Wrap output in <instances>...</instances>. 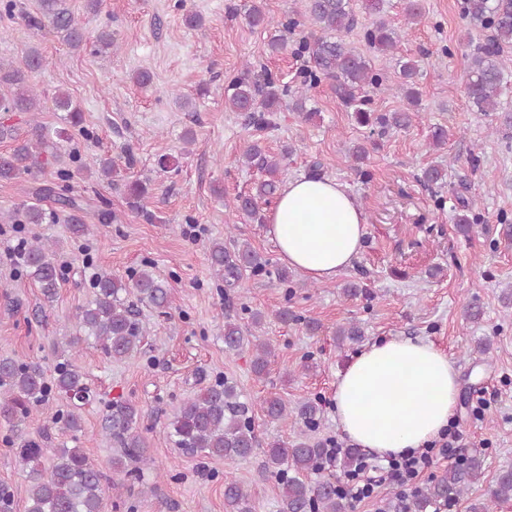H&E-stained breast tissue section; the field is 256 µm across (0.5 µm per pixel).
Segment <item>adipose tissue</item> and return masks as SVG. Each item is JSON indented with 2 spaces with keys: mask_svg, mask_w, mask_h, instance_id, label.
I'll list each match as a JSON object with an SVG mask.
<instances>
[{
  "mask_svg": "<svg viewBox=\"0 0 512 512\" xmlns=\"http://www.w3.org/2000/svg\"><path fill=\"white\" fill-rule=\"evenodd\" d=\"M281 260L316 282L350 269L366 219L346 187L331 178L289 180L267 216ZM458 373L432 341L394 336L371 344L336 376V421L349 441L379 456L422 450L455 415Z\"/></svg>",
  "mask_w": 512,
  "mask_h": 512,
  "instance_id": "adipose-tissue-1",
  "label": "adipose tissue"
}]
</instances>
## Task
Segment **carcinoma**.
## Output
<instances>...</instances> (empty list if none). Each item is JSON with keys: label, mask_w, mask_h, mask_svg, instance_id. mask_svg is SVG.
Instances as JSON below:
<instances>
[{"label": "carcinoma", "mask_w": 512, "mask_h": 512, "mask_svg": "<svg viewBox=\"0 0 512 512\" xmlns=\"http://www.w3.org/2000/svg\"><path fill=\"white\" fill-rule=\"evenodd\" d=\"M302 19L280 23L268 46L273 52L288 50L302 59L299 85L291 90L277 84L271 74H245L233 79L224 89L225 104L233 112L244 114L253 125L268 123V117L280 111L285 96H290L293 110L310 118L316 110L307 108V93L323 82L341 104L353 112L356 123L370 128V133L384 137L392 132L408 130L417 113L408 109L394 112H376L370 108L371 99L364 95L369 86H382L383 76L372 68L371 60L360 54L346 41V34L356 26L350 0H305ZM385 0H366V9L375 16L363 30L365 42L379 52L395 49L399 35L383 18ZM462 16L470 29L487 31L471 55L467 72V94L479 112H496L501 109V97L508 89L512 70L508 54L512 52V0H463ZM318 25L319 31L294 38L296 28L304 25L303 19ZM29 26L48 29L59 35L67 46L76 50L86 41L85 29L67 6L66 0H40V16L27 17ZM27 71L15 69L0 62V85L7 93L0 94V112H20L32 116V137L17 141L12 126L0 124V138L16 141L7 154L0 155V180H15L23 176L36 181L48 166L57 167L59 180L40 183L31 188L20 207L0 219L6 223L56 224L67 221L70 232L76 237L90 233L83 214L88 209L84 196L73 193L66 154L61 143L72 140L69 129L84 131L81 110L73 104L69 94L55 93L56 108L65 113V126L49 129L34 116L40 111V94L29 84L27 72L42 68L46 59L40 50L30 46L25 50ZM401 82L398 88L413 106L419 101L416 77L418 61L411 57L398 59ZM291 153L286 147L274 155L257 141L248 144L242 153V162L257 169L263 180L252 194L238 195L232 201L235 212L253 221L263 217L260 203L275 197L287 177L285 158ZM421 184L429 189L444 186V173L436 166L423 170ZM128 208L146 222L154 221V214L145 202L150 183L135 181L125 184ZM452 206L457 232L467 236L477 223L471 203L455 197ZM55 244L35 240L27 244L22 254V271L41 288L44 298L52 302L57 296L62 280L56 262ZM208 258L215 277L224 284L225 298L248 276L275 274L281 283L289 281V271L278 268L270 271V262L264 259L249 243L227 248L221 241L208 247ZM92 296L75 315L79 335L72 337L67 346L55 348L58 361L53 381L45 380L41 367L14 358L0 359V422L18 431L30 416L39 410L51 395L57 394L77 402L90 398L91 389L84 374L76 365L75 357L80 344L93 342L109 359H129L137 355L142 346L144 328L138 315V305L147 304L162 309L168 304V286L159 279L152 267L145 264L124 282L108 273L97 274L92 283ZM263 324L260 312L251 314L250 325L244 327L231 316H225L224 349L240 352L254 347L252 359L254 373L260 375L268 366L275 351L266 343L251 345L249 336ZM338 345L357 344L365 338L363 329L353 320L342 324L335 331ZM265 416L271 421L288 419L289 413L303 425L291 441L275 440L261 444L255 424L252 404L243 398L237 383L224 376L217 378L193 398L184 402L174 419L168 424L169 444L179 454L201 459L222 458L229 462L243 461L262 450V469L274 477L280 490L282 512H352V505L336 488V476L325 473L324 461L329 455L325 440L313 436L320 423L321 403L308 399L290 411L288 404L279 397L265 401ZM141 410L133 400H116L104 418V430L119 448L121 454L112 458V475L97 469L84 450L75 445L56 448L51 458L39 443L22 438L16 455L30 482L29 506L26 512H105V486L132 489L144 485V470L150 468L152 459L147 454L145 442L138 432ZM52 424L71 433L78 441L81 416L75 411L52 418ZM361 449L348 448L336 459V469L346 472L358 461ZM484 461L474 454L463 456L441 474L432 477L408 500L406 512H430V509L460 500L470 485L479 478ZM512 498V468L499 471L489 500L469 507V512H492V503ZM224 505L226 512H255L252 495L239 481L225 477Z\"/></svg>", "instance_id": "cac0c4a2"}]
</instances>
